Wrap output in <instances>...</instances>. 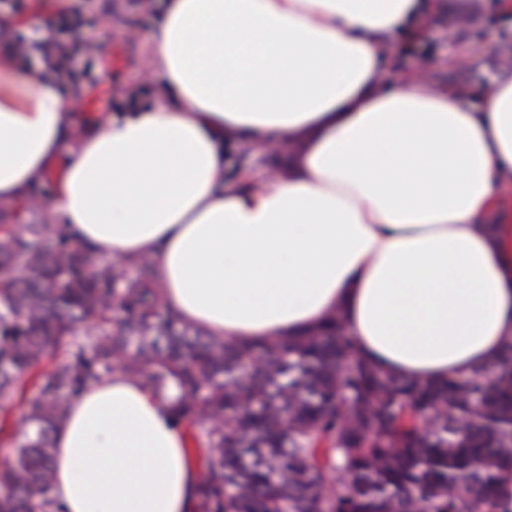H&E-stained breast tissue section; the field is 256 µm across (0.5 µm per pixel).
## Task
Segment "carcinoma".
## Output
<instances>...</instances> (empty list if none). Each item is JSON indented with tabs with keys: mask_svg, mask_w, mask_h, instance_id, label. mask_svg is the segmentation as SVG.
<instances>
[{
	"mask_svg": "<svg viewBox=\"0 0 512 512\" xmlns=\"http://www.w3.org/2000/svg\"><path fill=\"white\" fill-rule=\"evenodd\" d=\"M0 201V512H65L54 440L70 401L120 373L169 404L198 457L193 512H512V341L466 377L402 378L339 313L242 343L170 307L149 253L96 260Z\"/></svg>",
	"mask_w": 512,
	"mask_h": 512,
	"instance_id": "carcinoma-1",
	"label": "carcinoma"
}]
</instances>
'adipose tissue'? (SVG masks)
<instances>
[{
	"label": "adipose tissue",
	"instance_id": "adipose-tissue-1",
	"mask_svg": "<svg viewBox=\"0 0 512 512\" xmlns=\"http://www.w3.org/2000/svg\"><path fill=\"white\" fill-rule=\"evenodd\" d=\"M443 0H166L144 65L164 97L81 124L56 55L0 52V200L52 181V223L107 261L151 253L187 323L239 341L340 312L363 355L462 377L512 339V77L480 102L383 47ZM285 140L287 177L225 181L230 145ZM501 213L500 224L484 219ZM67 512H191L166 402L114 374L54 433Z\"/></svg>",
	"mask_w": 512,
	"mask_h": 512
}]
</instances>
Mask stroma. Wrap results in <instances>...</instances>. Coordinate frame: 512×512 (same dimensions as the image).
<instances>
[{"label": "stroma", "instance_id": "35a3bbf8", "mask_svg": "<svg viewBox=\"0 0 512 512\" xmlns=\"http://www.w3.org/2000/svg\"><path fill=\"white\" fill-rule=\"evenodd\" d=\"M165 0H47L35 7L33 0H0V14L22 17L23 34L36 45L43 31L57 32L59 13L79 19L78 34H66L76 42L77 81L85 100H98L95 111H83L84 122L123 112L157 100L153 84L142 79L140 67L147 54ZM464 6L473 16L471 26L459 29L455 47L443 35L447 12L435 14L409 43H396L389 56L392 73L413 72L427 64L434 85L466 90L480 99L487 86L504 76L502 57L512 58V13L502 12L499 0H447ZM470 52L473 64L463 70L453 66L454 53Z\"/></svg>", "mask_w": 512, "mask_h": 512}]
</instances>
